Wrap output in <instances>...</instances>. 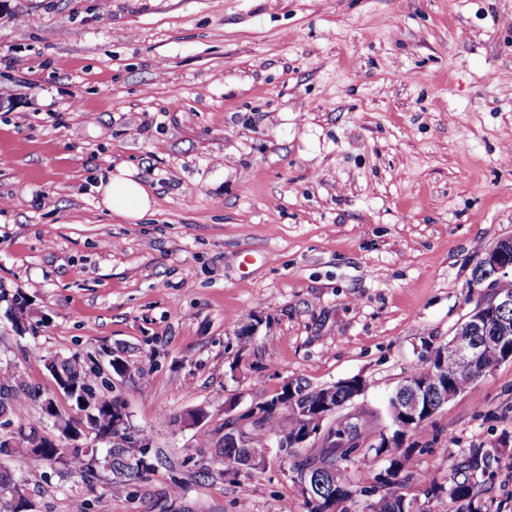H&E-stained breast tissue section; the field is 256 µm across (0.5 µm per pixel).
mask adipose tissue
Segmentation results:
<instances>
[{"instance_id": "obj_1", "label": "adipose tissue", "mask_w": 512, "mask_h": 512, "mask_svg": "<svg viewBox=\"0 0 512 512\" xmlns=\"http://www.w3.org/2000/svg\"><path fill=\"white\" fill-rule=\"evenodd\" d=\"M110 214L137 222L152 212V199L134 167L118 165L100 174L94 186Z\"/></svg>"}]
</instances>
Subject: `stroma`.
Wrapping results in <instances>:
<instances>
[{
    "label": "stroma",
    "instance_id": "stroma-1",
    "mask_svg": "<svg viewBox=\"0 0 512 512\" xmlns=\"http://www.w3.org/2000/svg\"><path fill=\"white\" fill-rule=\"evenodd\" d=\"M119 164L145 223L91 190ZM509 235L512 0H0V291L25 305L0 301V360L66 413L46 359L100 368L152 445L131 496L5 458L42 472L30 512H307L276 451L225 474V417L358 377L349 411L390 426ZM414 442L406 498L480 444L483 512H512V361Z\"/></svg>",
    "mask_w": 512,
    "mask_h": 512
}]
</instances>
